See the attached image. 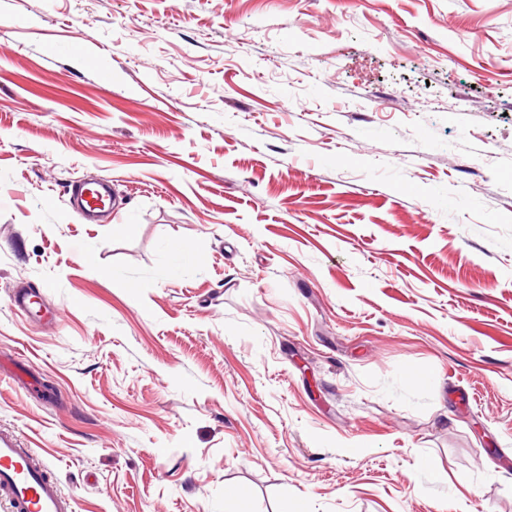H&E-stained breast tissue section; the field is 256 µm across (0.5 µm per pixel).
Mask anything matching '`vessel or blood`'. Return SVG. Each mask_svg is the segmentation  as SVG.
Masks as SVG:
<instances>
[{
	"label": "vessel or blood",
	"instance_id": "vessel-or-blood-1",
	"mask_svg": "<svg viewBox=\"0 0 512 512\" xmlns=\"http://www.w3.org/2000/svg\"><path fill=\"white\" fill-rule=\"evenodd\" d=\"M75 199L88 219L110 204L109 190L103 184L81 187ZM10 301L35 321L47 323L54 318L28 289L13 290ZM0 494L9 499L12 512H73L71 500L62 496L43 463L13 433L4 430H0Z\"/></svg>",
	"mask_w": 512,
	"mask_h": 512
}]
</instances>
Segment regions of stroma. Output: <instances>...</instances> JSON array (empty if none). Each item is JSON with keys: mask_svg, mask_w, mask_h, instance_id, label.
<instances>
[{"mask_svg": "<svg viewBox=\"0 0 512 512\" xmlns=\"http://www.w3.org/2000/svg\"><path fill=\"white\" fill-rule=\"evenodd\" d=\"M2 360L74 512H512V0H0ZM74 195L77 207L89 222L93 221L92 218L97 211L104 210L110 204L109 190L104 184L83 186ZM30 290L16 288L10 296L11 305L27 317L43 323H49L56 319V315L47 309H43L41 303Z\"/></svg>", "mask_w": 512, "mask_h": 512, "instance_id": "35a3bbf8", "label": "stroma"}]
</instances>
